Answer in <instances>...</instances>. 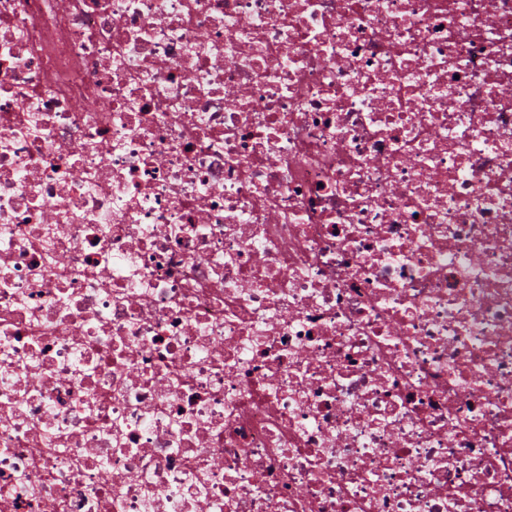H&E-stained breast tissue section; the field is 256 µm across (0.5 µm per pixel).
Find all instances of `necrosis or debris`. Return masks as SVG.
Instances as JSON below:
<instances>
[{
	"label": "necrosis or debris",
	"instance_id": "necrosis-or-debris-1",
	"mask_svg": "<svg viewBox=\"0 0 512 512\" xmlns=\"http://www.w3.org/2000/svg\"><path fill=\"white\" fill-rule=\"evenodd\" d=\"M0 512H512V0H0Z\"/></svg>",
	"mask_w": 512,
	"mask_h": 512
}]
</instances>
